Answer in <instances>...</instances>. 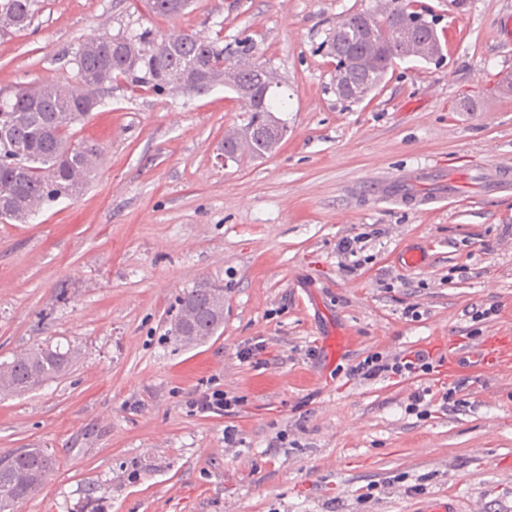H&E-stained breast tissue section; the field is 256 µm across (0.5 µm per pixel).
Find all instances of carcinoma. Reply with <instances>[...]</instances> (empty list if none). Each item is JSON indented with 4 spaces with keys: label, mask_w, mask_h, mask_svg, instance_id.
Wrapping results in <instances>:
<instances>
[{
    "label": "carcinoma",
    "mask_w": 512,
    "mask_h": 512,
    "mask_svg": "<svg viewBox=\"0 0 512 512\" xmlns=\"http://www.w3.org/2000/svg\"><path fill=\"white\" fill-rule=\"evenodd\" d=\"M37 0H0V12L15 19L12 31L26 30L34 17ZM191 5V0H149L152 13L174 19ZM369 11H354L340 21L345 29L343 48L356 49L365 36V18ZM380 36L388 57L370 75L356 73L353 82L369 81L376 88L399 57V41L393 22L378 18ZM138 47L135 65L124 60L125 40ZM97 49L77 52L75 63L79 85L60 94L52 83L37 84L23 94L18 90L0 93V220L26 223L31 213L62 197L73 198L88 184L93 165L76 152L72 129L98 103L95 92L104 85L122 82L135 91L149 88L159 94L166 91L173 78L185 76L192 92L209 90L202 71L239 55L253 53V45L241 39L229 50L217 40H202L184 31L175 47L157 39L150 28L132 34L96 36ZM331 53L339 57L341 49L330 44ZM281 101L262 94L254 104L246 105L247 123L238 131L225 135L224 145L232 162L254 159L272 153L266 135L270 114L278 111ZM224 324V287L202 283L178 299V315L171 335L181 345L197 343ZM73 363V353L61 346L41 345L0 365V395H22L66 372ZM7 461L0 470V512H11L15 503L26 500L50 475L53 463L40 448L24 454L11 452L1 456Z\"/></svg>",
    "instance_id": "cac0c4a2"
}]
</instances>
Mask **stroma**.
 I'll list each match as a JSON object with an SVG mask.
<instances>
[{
  "label": "stroma",
  "instance_id": "35a3bbf8",
  "mask_svg": "<svg viewBox=\"0 0 512 512\" xmlns=\"http://www.w3.org/2000/svg\"><path fill=\"white\" fill-rule=\"evenodd\" d=\"M376 5L193 0L169 21L144 0H39L27 31L0 35L2 90L78 85L75 53L102 34L247 38L281 80L288 126L275 153L224 166V133L246 118L227 88L112 86L73 129L101 149L88 186L29 223L0 222V363L46 342L76 352L62 377L0 397V456L56 460L16 512H425L436 498L512 512V363L488 373L476 360L489 337L512 336V189L479 179L512 159V42L497 28L512 0H416L442 58L395 61L347 103L322 43ZM423 169L431 178L413 181ZM380 178L392 192L379 195ZM452 179L463 193L449 194ZM374 227L367 263L346 272L340 239ZM413 245L425 268L396 262ZM203 282L224 288V326L184 347L170 332L178 298ZM332 329L348 338L333 360ZM259 339L260 362L240 360ZM410 347L443 358L444 373L347 377L368 354ZM439 380L462 381V406L407 413ZM206 388L239 397L236 413H194Z\"/></svg>",
  "mask_w": 512,
  "mask_h": 512
}]
</instances>
